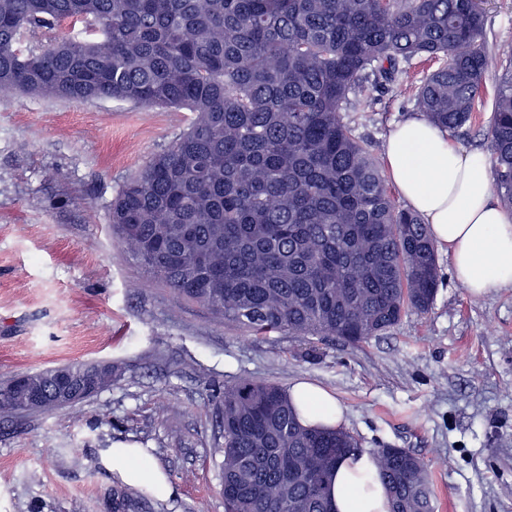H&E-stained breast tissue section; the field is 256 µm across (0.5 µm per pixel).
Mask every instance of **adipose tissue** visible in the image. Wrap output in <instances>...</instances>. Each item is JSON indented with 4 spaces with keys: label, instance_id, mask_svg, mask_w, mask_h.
I'll list each match as a JSON object with an SVG mask.
<instances>
[{
    "label": "adipose tissue",
    "instance_id": "obj_1",
    "mask_svg": "<svg viewBox=\"0 0 512 512\" xmlns=\"http://www.w3.org/2000/svg\"><path fill=\"white\" fill-rule=\"evenodd\" d=\"M391 178L408 206L420 214L439 249L448 252L456 279L475 297L512 286V213L491 191L482 154L454 146L422 115L399 123L386 143ZM307 426H341L344 408L309 383L288 391ZM112 469L134 485L169 496L167 477L146 463L136 446L114 444ZM333 512H389L388 495L369 455L346 456L327 489Z\"/></svg>",
    "mask_w": 512,
    "mask_h": 512
}]
</instances>
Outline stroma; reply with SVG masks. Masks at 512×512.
<instances>
[{
    "mask_svg": "<svg viewBox=\"0 0 512 512\" xmlns=\"http://www.w3.org/2000/svg\"><path fill=\"white\" fill-rule=\"evenodd\" d=\"M414 113L411 94H382L344 118L381 145ZM192 119L113 100L0 102V380L75 360L123 373L74 406L0 416V512H112L118 441L172 487L130 488L138 512H224L219 398L240 378L331 392L361 450L423 458L446 512H512V287L471 296L441 251L431 311L367 343L240 332L144 276L110 224L122 184Z\"/></svg>",
    "mask_w": 512,
    "mask_h": 512,
    "instance_id": "obj_1",
    "label": "stroma"
}]
</instances>
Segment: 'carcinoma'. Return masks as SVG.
<instances>
[{"instance_id":"1","label":"carcinoma","mask_w":512,"mask_h":512,"mask_svg":"<svg viewBox=\"0 0 512 512\" xmlns=\"http://www.w3.org/2000/svg\"><path fill=\"white\" fill-rule=\"evenodd\" d=\"M484 0H0V90L195 119L112 199L110 221L149 279L255 336L358 344L431 310L436 249L394 202L378 145L341 111L400 95L417 57L439 61L415 106L471 126L495 82L484 134L492 191L512 211V46L487 48ZM0 383V414L49 412L55 370ZM218 448L225 512H331L327 484L359 451L343 429L305 428L284 389H224ZM372 455L391 512H435L408 448Z\"/></svg>"}]
</instances>
